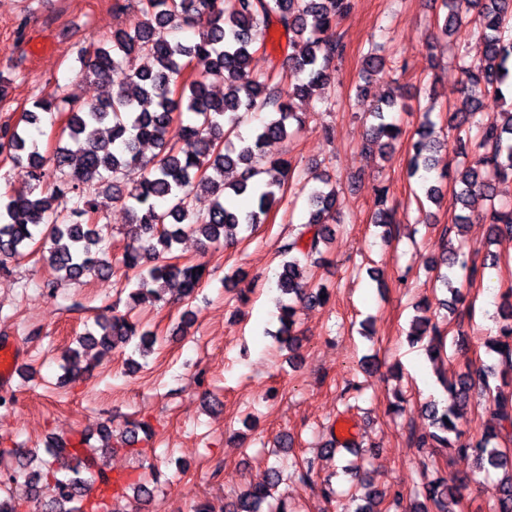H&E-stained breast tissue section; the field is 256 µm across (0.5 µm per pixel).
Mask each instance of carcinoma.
I'll return each mask as SVG.
<instances>
[{
    "label": "carcinoma",
    "mask_w": 512,
    "mask_h": 512,
    "mask_svg": "<svg viewBox=\"0 0 512 512\" xmlns=\"http://www.w3.org/2000/svg\"><path fill=\"white\" fill-rule=\"evenodd\" d=\"M447 12L441 33L474 23L485 46L482 59L464 68L460 99L448 115V127L457 131L456 142H471L473 160L458 171L456 201L463 213L456 224L443 227L442 238L461 235L470 223L464 214L469 199L481 195L490 201L483 215L489 237L512 236V203L496 204L499 185L512 181V107L486 114L484 100L505 99L512 92V0H442ZM139 18L113 31L109 46L81 48L77 53L80 71L108 87L107 95L95 104L60 97L55 92L36 98L32 108L22 111L14 123L0 124V156L29 169L25 189L0 193V271L29 245L43 248V258L60 279L76 281L87 273L115 274L109 259L110 247L91 217L97 213L92 187L107 183L114 194L122 193L120 182L132 166L144 169L143 180L123 197L131 216L127 225L128 244L120 260L116 280L128 299L138 303L148 298L167 301V286H178L179 298L192 296L202 285L205 273L199 263L172 262L168 254L185 234L197 235L203 245L234 243L238 233L266 222L274 205L282 202L284 187L295 168L284 158H266L262 144L286 140L298 132L303 119L293 112L291 100L309 97L334 80L333 64L343 53L339 42L322 39L323 29L351 8V0H139ZM288 37L286 77L288 84L268 75H255L249 68L256 44L264 39L270 19ZM144 54L151 65L130 71L124 81L112 84L114 71L133 55ZM197 71H188L191 64ZM224 84V93H213V80ZM404 99L398 86L379 97L373 106L369 144L380 152L391 147L402 134L391 112ZM66 114L62 129L66 144L45 157L36 144H28L26 126L38 124L42 115ZM264 113L250 137L236 135L239 146L229 150L224 141L242 120ZM178 127L176 137L170 136ZM434 124L429 114L418 130L409 157L410 174L423 183L435 169L432 138ZM151 141L158 152L144 159L141 144ZM235 173L228 182L224 174ZM212 197L205 213L194 210L198 194ZM389 188L378 190L373 224L383 228L381 237L392 238L395 209L388 205ZM305 221L297 233L280 247L288 257L276 274L275 286L285 297L278 320L279 336L296 346L297 305H322L325 290L311 285L302 259L321 254L330 244L338 210V193L326 176L315 178L306 196ZM436 280L451 287L455 280L471 284L479 266L460 248L443 249L441 258L429 265ZM501 324L485 342L502 366L500 383L492 386V373L470 369L445 383L448 406H425L430 429L412 436L416 446L451 448L474 458L478 472L502 471L494 486L490 512H512V449L502 448L498 439L512 429V293L503 296ZM409 336L426 342L428 355L443 348L439 326L427 317L413 320ZM81 347L106 350L134 344L140 355L151 351L155 338L149 330L139 331L129 314H99L92 328L78 337ZM80 352L69 349L62 365L60 382L82 374ZM484 391L493 403L495 423L476 439L463 438L458 427L461 411L473 391ZM105 445L82 441L69 447L59 439L43 448H10L3 454L16 467L0 474V512H18L11 494L12 484L24 479L36 494L40 484H53L54 494L42 512H105L103 498L94 499V487L112 486V476L98 466V459L114 452L109 440L112 429H103ZM147 423H135L126 431L123 444L132 446L139 435L151 437ZM282 480L277 466L270 468L263 484L252 485L228 504L227 512H288L274 503L273 489ZM463 479L437 477L422 484L411 507H402L399 490L378 492L362 477L352 474L346 492L355 504L353 512H377L384 500L403 512H455L457 493Z\"/></svg>",
    "instance_id": "obj_1"
}]
</instances>
